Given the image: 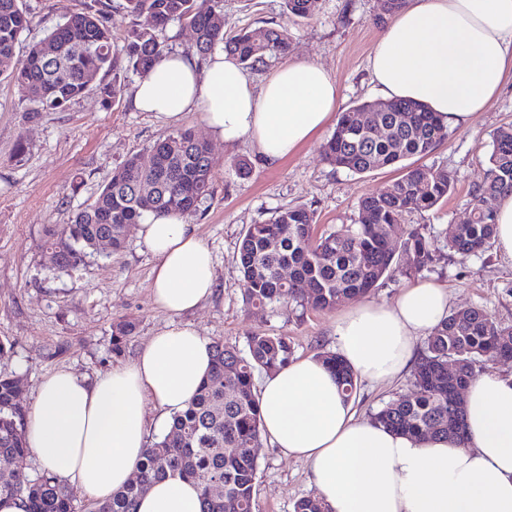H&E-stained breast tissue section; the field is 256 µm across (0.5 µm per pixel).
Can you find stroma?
<instances>
[{
    "instance_id": "stroma-1",
    "label": "stroma",
    "mask_w": 512,
    "mask_h": 512,
    "mask_svg": "<svg viewBox=\"0 0 512 512\" xmlns=\"http://www.w3.org/2000/svg\"><path fill=\"white\" fill-rule=\"evenodd\" d=\"M93 4L26 0L31 23L23 43L44 38L63 18ZM219 6L229 30L288 25L293 36L289 59L315 61L335 74L344 108L378 100L368 67L383 28L377 20L378 0H314L310 16L298 22L288 19L283 0H220ZM137 80L134 73L122 75V95L114 105H104L92 89L65 110L42 113L34 121L25 119L16 88L0 80V338L13 344L11 353L0 358V376L20 378L27 402H34L40 380L54 369L64 367L92 379L117 366L119 360L112 356L116 323L135 326L123 357L129 360L170 322L153 302L156 260L138 235H130L121 251L70 275L55 270L43 247L45 228L69 223L126 158L147 156L156 140L180 125L205 133L197 112L175 126L136 111L132 92ZM509 126L512 80L486 111L451 129L447 142L429 156V163L455 179L447 202L440 209L412 214L407 224L396 226L395 236H403L410 224L440 230L466 221L470 190L484 181L489 168L493 136ZM334 131L327 126L295 156L275 164L266 163L251 146L228 149L211 142L214 195L189 222L212 251L218 289L212 299L183 316V323L209 340L241 349L252 333L273 331L289 336L300 357L334 350L338 309L304 312L286 304L253 308L245 301L248 285L237 265L240 238L248 225L268 220L281 208L305 205L314 209L318 229L337 228L356 218L361 197L379 192L395 178L391 167L354 174L323 161L320 148ZM21 138L30 149L19 159L14 146ZM240 158L250 162L249 174L235 168ZM424 276L447 288L452 308L477 305L495 321L512 325L511 259L495 252L480 258L451 254ZM409 392L406 376L380 386L361 382L355 407L366 419ZM314 493L306 463L262 445L256 481L259 512H293L296 500Z\"/></svg>"
}]
</instances>
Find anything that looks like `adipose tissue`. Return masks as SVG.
I'll list each match as a JSON object with an SVG mask.
<instances>
[{
  "label": "adipose tissue",
  "instance_id": "1",
  "mask_svg": "<svg viewBox=\"0 0 512 512\" xmlns=\"http://www.w3.org/2000/svg\"><path fill=\"white\" fill-rule=\"evenodd\" d=\"M384 100H415L448 128L485 111L512 76V0H406L369 55ZM342 90L323 65L286 60L254 84L222 48L164 56L132 103L164 123L198 112L225 147H256L270 162L294 155L340 111ZM137 232L156 259L151 284L169 325L129 362L95 381L59 369L40 382L25 420L28 446L56 479L103 501L130 483L149 436L148 405L182 411L212 358L211 343L181 324L214 294L212 252L177 214ZM450 311L446 288L418 280L389 304L360 303L336 319V351L359 380L384 383L413 364L415 345ZM465 435L414 440L357 419L334 372L312 357L265 377L261 437L304 461L328 512H512V375L477 374L464 393ZM138 512H200L195 483L151 485Z\"/></svg>",
  "mask_w": 512,
  "mask_h": 512
}]
</instances>
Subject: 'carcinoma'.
I'll use <instances>...</instances> for the list:
<instances>
[{
  "label": "carcinoma",
  "instance_id": "obj_1",
  "mask_svg": "<svg viewBox=\"0 0 512 512\" xmlns=\"http://www.w3.org/2000/svg\"><path fill=\"white\" fill-rule=\"evenodd\" d=\"M76 11L55 24L46 36L16 56V46L30 19L24 0H0V76L17 87L27 119L62 111L93 85L106 103L117 101L121 84L96 83L102 72L116 68L114 38L108 25L111 4ZM312 0H284L290 18L310 15ZM130 18L123 35L125 69L145 76L166 54L163 37L172 22L191 25L194 52L204 57L216 46L246 70H256L288 54L291 34L286 26L229 32L218 11V0H124ZM57 53L44 52L45 41ZM369 101L342 113L323 146L325 161L356 174L400 166L385 189L358 202L352 224L318 232L313 210L292 206L268 220L249 225L238 249V268L248 284L246 301L264 308L286 302L301 310H329L362 298L399 273L415 276L431 267L442 250L482 255L494 245L496 202L512 194V128L494 136L489 169L472 189V208L463 224L438 234L412 228L401 241L388 236L414 212L431 210L448 199L453 176L423 163L448 140V127L422 103H386L384 112L370 113L364 126L358 114ZM153 164L143 167L139 156L114 169L93 203L71 222L46 229L44 247L56 258L55 268L73 273L94 257L107 241L119 251L148 214L195 216L214 194L213 162L208 143L192 128L179 129L149 149ZM407 257L405 266L400 259ZM290 270L282 281L280 270ZM133 324L121 321L112 336V354L122 356ZM213 363L187 407L171 418L169 431L144 449L138 474L146 485L168 478L191 480L201 488V512H257L255 497L258 453L262 445L255 374L273 373L294 357L289 337L255 333L246 349L215 341ZM512 360V326H503L479 306L453 310L426 337L411 374L409 395L385 403L371 419L387 429L419 439L460 433L450 418L448 401L464 389L484 362ZM318 358L332 368L343 394L353 396L357 380L334 352ZM457 363L448 378V362ZM22 383L0 377V496L20 499L25 512H137L143 488L131 483L105 501L78 500L73 488L48 472L32 478L16 464L29 451L25 438L26 409ZM293 512H325L315 497L298 499Z\"/></svg>",
  "mask_w": 512,
  "mask_h": 512
}]
</instances>
